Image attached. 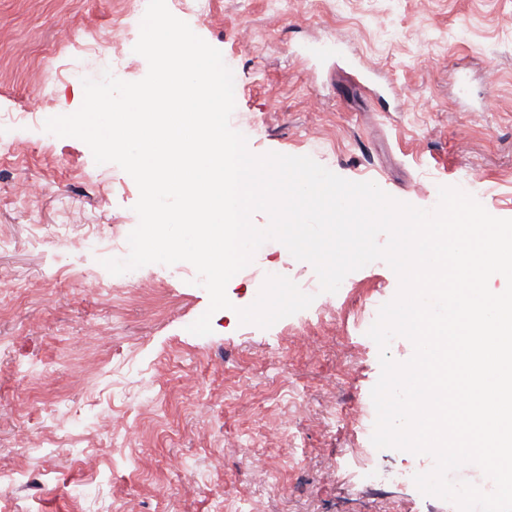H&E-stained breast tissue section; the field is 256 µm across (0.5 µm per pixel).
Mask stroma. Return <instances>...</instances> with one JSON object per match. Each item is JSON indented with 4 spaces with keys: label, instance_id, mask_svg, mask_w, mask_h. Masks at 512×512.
Wrapping results in <instances>:
<instances>
[{
    "label": "stroma",
    "instance_id": "1",
    "mask_svg": "<svg viewBox=\"0 0 512 512\" xmlns=\"http://www.w3.org/2000/svg\"><path fill=\"white\" fill-rule=\"evenodd\" d=\"M169 11L234 75L231 127L251 153L308 156L350 181L431 210L466 187L512 218V0H192ZM121 0H0V512H457L374 470L423 458L376 449L348 412L379 379L367 309L399 280L376 261L324 300L263 329L238 309L271 275L313 266L265 242L209 306L187 262L103 266L127 254L135 181L44 129L77 111L75 42L107 36ZM370 69L377 96L360 73ZM81 270L98 295L61 286ZM294 492L282 496L267 472Z\"/></svg>",
    "mask_w": 512,
    "mask_h": 512
}]
</instances>
